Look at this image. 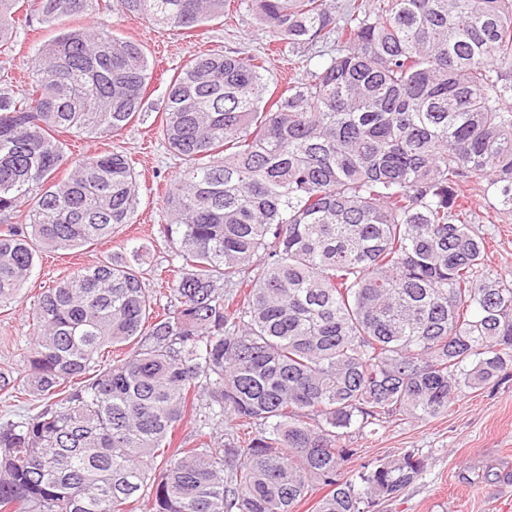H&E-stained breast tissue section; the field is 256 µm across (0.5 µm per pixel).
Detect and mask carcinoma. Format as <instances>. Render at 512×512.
I'll use <instances>...</instances> for the list:
<instances>
[{
    "instance_id": "1",
    "label": "carcinoma",
    "mask_w": 512,
    "mask_h": 512,
    "mask_svg": "<svg viewBox=\"0 0 512 512\" xmlns=\"http://www.w3.org/2000/svg\"><path fill=\"white\" fill-rule=\"evenodd\" d=\"M117 2L191 30L230 0ZM240 5L291 53L330 32L343 48L270 105L249 57L201 54L170 77L169 302L145 287L140 246L41 293L27 384L45 403L0 423V512H123L187 416L204 441L168 455L152 512H292L312 482L328 488L316 512H365L425 465L406 454L357 488L351 430L434 418L512 365V279L485 271L460 198L475 176L512 206V0ZM24 6L56 35L31 91L0 85V303L38 252L130 223L127 155L74 160L56 134L122 130L153 78L112 23L72 25L102 0H0V48ZM226 419L255 430L246 446L210 442Z\"/></svg>"
}]
</instances>
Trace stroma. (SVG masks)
<instances>
[{"instance_id":"stroma-1","label":"stroma","mask_w":512,"mask_h":512,"mask_svg":"<svg viewBox=\"0 0 512 512\" xmlns=\"http://www.w3.org/2000/svg\"><path fill=\"white\" fill-rule=\"evenodd\" d=\"M113 32L143 45L153 78L135 120L112 135H69L67 154L79 157L105 149L120 150L131 158L140 183L132 222L112 239L75 251L40 255L16 300L0 305V370L16 380L9 393L0 392V421L36 414L42 399L30 395L23 379L33 336V310L39 294L52 281L106 258L128 256L132 247L147 249L142 265L145 284L158 290L150 273L168 266L172 246L161 229L167 222L163 197L166 186L180 170L160 136V120L169 79L190 56L222 51L242 57L266 56L265 82L284 89L289 82L319 70L337 49L335 34H327L302 53L267 56L270 36L254 16L231 6L224 16L191 32L154 26L138 16L111 11ZM55 30L35 17L16 22L9 51L0 54V77L14 90H24L33 73V48L54 36ZM475 232L489 242L486 268L512 278V209H502L484 179L471 177L464 184ZM351 449L343 462L346 478L359 482L374 465L397 462L406 453L423 459V475L397 497L375 504L369 512H512V367L482 388L458 392L446 413L423 420L394 416L376 430L347 438Z\"/></svg>"}]
</instances>
